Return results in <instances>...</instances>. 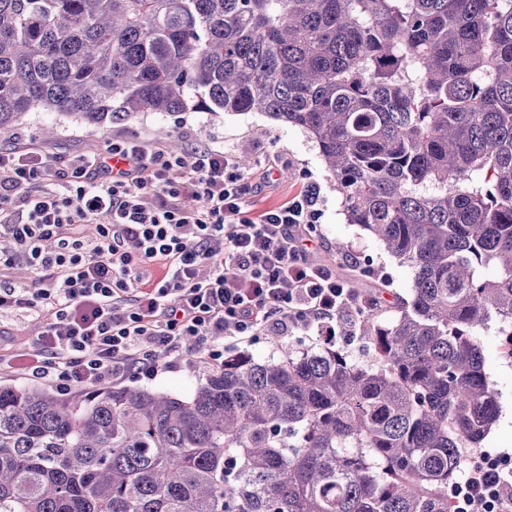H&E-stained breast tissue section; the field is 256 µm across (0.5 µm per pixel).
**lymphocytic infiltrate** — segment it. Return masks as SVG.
<instances>
[{"label":"lymphocytic infiltrate","mask_w":512,"mask_h":512,"mask_svg":"<svg viewBox=\"0 0 512 512\" xmlns=\"http://www.w3.org/2000/svg\"><path fill=\"white\" fill-rule=\"evenodd\" d=\"M113 156L130 163L118 177ZM51 177L56 189H43ZM261 191L220 146L183 156L116 140L66 168L0 148V309L45 316L35 349L22 355L25 375L92 387L154 375L151 348L178 358L189 338L237 344L299 329L335 338L355 296L334 265L314 257L319 185L256 215L250 201ZM84 224L95 225V238L82 236ZM18 264L37 287L5 280ZM457 496L459 512H490L512 499V468L481 462Z\"/></svg>","instance_id":"f902f5d3"}]
</instances>
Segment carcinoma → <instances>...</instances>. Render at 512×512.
Listing matches in <instances>:
<instances>
[{
    "instance_id": "obj_1",
    "label": "carcinoma",
    "mask_w": 512,
    "mask_h": 512,
    "mask_svg": "<svg viewBox=\"0 0 512 512\" xmlns=\"http://www.w3.org/2000/svg\"><path fill=\"white\" fill-rule=\"evenodd\" d=\"M190 108L306 132L412 291L349 309L366 367L282 345L188 398L0 385V512H454L500 413L479 334L512 320V0H0V136Z\"/></svg>"
}]
</instances>
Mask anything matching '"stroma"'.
Returning <instances> with one entry per match:
<instances>
[{"mask_svg": "<svg viewBox=\"0 0 512 512\" xmlns=\"http://www.w3.org/2000/svg\"><path fill=\"white\" fill-rule=\"evenodd\" d=\"M168 127L178 140L192 139L204 144L223 142L224 148L240 157L250 158L252 165L246 177L264 182L265 187L252 201L254 211H262L286 202L307 183H318L321 188L323 215L316 233L323 240L319 258L327 263L340 262L336 252L337 241L348 245L346 255L359 264L358 270L346 271L351 285L359 288H377L382 292L379 318L392 321L398 303L407 298L413 287V271L387 253L382 245L358 225L348 223L341 206V198L334 180L326 170L318 145L300 128L271 120L257 113L228 114L224 112H177L156 114L140 112L118 120L104 128H91L72 117L50 112H32L13 130L0 138L4 148L31 147L51 156L72 160L87 153L106 152L115 139L158 140L159 127ZM382 271V278L365 277V269ZM43 330V319L32 312L0 311V384L45 388L62 393V386L49 379L27 378L11 366V357L20 350L32 349ZM499 325L490 322L480 334L485 360V372L497 389L501 412L480 448L491 455L512 457V363L499 362L496 356ZM303 348L321 346L318 337L294 332L288 337L265 332L247 343L225 346V354L245 351L264 360L277 354L281 341ZM158 373L153 377L139 376L124 379L123 384L133 388H153L181 397L190 396L203 381L210 367L202 350L176 361L164 358L157 363Z\"/></svg>", "mask_w": 512, "mask_h": 512, "instance_id": "obj_1", "label": "stroma"}]
</instances>
